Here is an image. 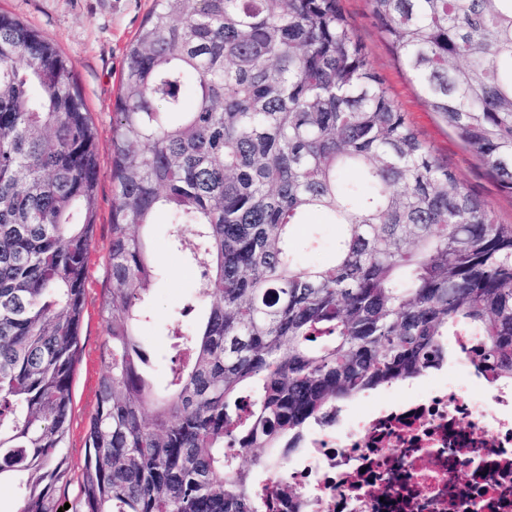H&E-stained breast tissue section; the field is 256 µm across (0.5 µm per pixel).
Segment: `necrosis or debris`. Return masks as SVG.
<instances>
[{
  "mask_svg": "<svg viewBox=\"0 0 512 512\" xmlns=\"http://www.w3.org/2000/svg\"><path fill=\"white\" fill-rule=\"evenodd\" d=\"M480 398L436 384L337 415L287 460L301 512H512V382L470 368Z\"/></svg>",
  "mask_w": 512,
  "mask_h": 512,
  "instance_id": "obj_1",
  "label": "necrosis or debris"
}]
</instances>
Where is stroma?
<instances>
[{
  "label": "stroma",
  "mask_w": 512,
  "mask_h": 512,
  "mask_svg": "<svg viewBox=\"0 0 512 512\" xmlns=\"http://www.w3.org/2000/svg\"><path fill=\"white\" fill-rule=\"evenodd\" d=\"M153 0H0L5 11L54 39L67 59L79 90L98 131L100 177L97 187L96 224L86 306L80 330V353L72 388L73 413L66 447L69 468L58 483L60 503H74L84 460V437L96 408V388L101 371V354L106 327L99 307L110 286L105 267L111 242L113 186L110 176L111 130L114 104L125 64V51L145 20ZM369 61L389 95L406 113L420 137L439 161L454 172L473 194L487 202L496 219L512 224V195L502 192L483 163L429 110L417 87L371 16L367 0H341ZM295 234L302 244L301 256L308 261L328 259L336 242V225L323 223L319 214L310 215ZM150 245L161 259L164 274L148 299L156 323L146 329L143 344L151 362L161 363L154 372L156 386L166 380L164 367L173 355L171 338L162 324L171 322L189 300L196 279L192 266L184 264L169 247L167 226H152Z\"/></svg>",
  "instance_id": "35a3bbf8"
}]
</instances>
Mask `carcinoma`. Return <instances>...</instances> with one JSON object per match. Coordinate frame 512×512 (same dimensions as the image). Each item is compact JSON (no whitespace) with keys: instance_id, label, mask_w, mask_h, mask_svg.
Returning <instances> with one entry per match:
<instances>
[{"instance_id":"obj_1","label":"carcinoma","mask_w":512,"mask_h":512,"mask_svg":"<svg viewBox=\"0 0 512 512\" xmlns=\"http://www.w3.org/2000/svg\"><path fill=\"white\" fill-rule=\"evenodd\" d=\"M430 111L512 193V0H368ZM98 133L58 46L0 12V483L57 512L96 217ZM112 238L79 512H278L330 408L440 366L453 328L512 380V224L390 98L340 0H155L112 123ZM338 225L331 259L296 226ZM199 267L153 384L148 244Z\"/></svg>"}]
</instances>
